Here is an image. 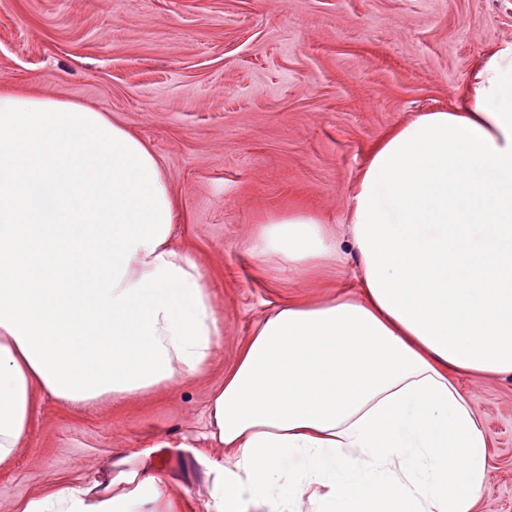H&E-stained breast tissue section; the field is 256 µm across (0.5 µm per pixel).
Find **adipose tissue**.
<instances>
[{
	"label": "adipose tissue",
	"mask_w": 512,
	"mask_h": 512,
	"mask_svg": "<svg viewBox=\"0 0 512 512\" xmlns=\"http://www.w3.org/2000/svg\"><path fill=\"white\" fill-rule=\"evenodd\" d=\"M177 202L148 145L81 103L0 87V468L35 392L71 406L202 373L220 345L205 277L171 243ZM349 241L296 210L251 251L298 270L350 253L357 297L291 300L209 404L226 451L209 512H477L490 439L451 373L512 374V42L458 102L391 128L355 182ZM19 512H175L118 471Z\"/></svg>",
	"instance_id": "ef3b65f1"
}]
</instances>
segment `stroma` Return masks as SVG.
I'll list each match as a JSON object with an SVG mask.
<instances>
[{
	"label": "stroma",
	"mask_w": 512,
	"mask_h": 512,
	"mask_svg": "<svg viewBox=\"0 0 512 512\" xmlns=\"http://www.w3.org/2000/svg\"><path fill=\"white\" fill-rule=\"evenodd\" d=\"M512 41V0H0V84L108 114L152 149L178 201L173 245L200 266L224 324L205 372L85 408L39 393L0 469V512L104 467L150 469L183 512H208L204 462L224 450L207 407L256 324L325 301L353 265L298 272L250 243L302 209L346 234L378 140L448 108L487 51ZM490 435L479 512H512V375L452 376Z\"/></svg>",
	"instance_id": "35a3bbf8"
}]
</instances>
